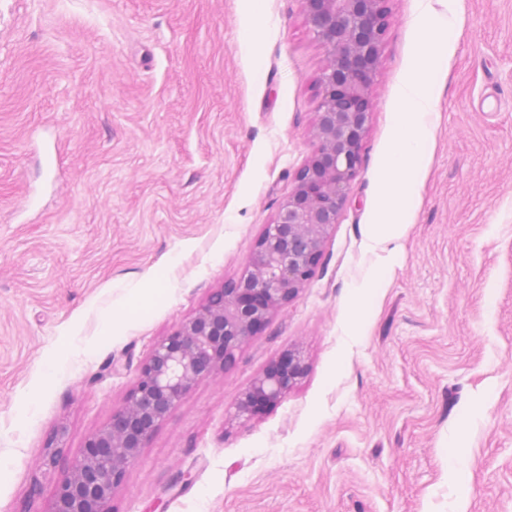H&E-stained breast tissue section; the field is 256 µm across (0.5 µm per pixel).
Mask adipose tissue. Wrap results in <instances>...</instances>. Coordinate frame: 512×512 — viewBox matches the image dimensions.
<instances>
[{
    "label": "adipose tissue",
    "mask_w": 512,
    "mask_h": 512,
    "mask_svg": "<svg viewBox=\"0 0 512 512\" xmlns=\"http://www.w3.org/2000/svg\"><path fill=\"white\" fill-rule=\"evenodd\" d=\"M434 52L447 54V43H437ZM431 53L423 50L416 56L413 75L401 86L399 106L391 115L393 138L384 160L380 208L368 229V240L374 247L399 243L407 231L405 205L421 173L420 159L431 140L436 107V99L421 77L430 63Z\"/></svg>",
    "instance_id": "obj_1"
}]
</instances>
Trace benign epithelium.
Masks as SVG:
<instances>
[{
  "label": "benign epithelium",
  "instance_id": "1",
  "mask_svg": "<svg viewBox=\"0 0 512 512\" xmlns=\"http://www.w3.org/2000/svg\"><path fill=\"white\" fill-rule=\"evenodd\" d=\"M327 63L317 78L310 135L315 150L265 225L243 275L213 291L138 369L136 385L68 467L45 512H110L127 469L196 384L230 369L237 352L265 329L313 277L326 239L339 223L361 163L389 0H299ZM303 355L291 350L241 394L236 416L249 419L277 404L304 378ZM60 426L44 452L52 468L64 455Z\"/></svg>",
  "mask_w": 512,
  "mask_h": 512
}]
</instances>
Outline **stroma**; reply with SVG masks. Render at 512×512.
<instances>
[{
	"mask_svg": "<svg viewBox=\"0 0 512 512\" xmlns=\"http://www.w3.org/2000/svg\"><path fill=\"white\" fill-rule=\"evenodd\" d=\"M425 11L453 17V51L425 78L437 117L401 258L354 338ZM326 62L298 0H0V512H45L54 429L78 459L154 342L245 269L315 149ZM373 99L312 279L178 402L110 512H512V0H390ZM293 349L305 377L236 418ZM377 269L372 268L366 278L359 284L354 286V299L348 308V316L350 320V324L353 329L352 332H357V327L359 323V315H360V299L370 290L372 283L377 277ZM66 436L67 430L65 427L60 426L56 429L45 448L44 465L50 468L55 467L56 462L64 455Z\"/></svg>",
	"mask_w": 512,
	"mask_h": 512,
	"instance_id": "1",
	"label": "stroma"
}]
</instances>
